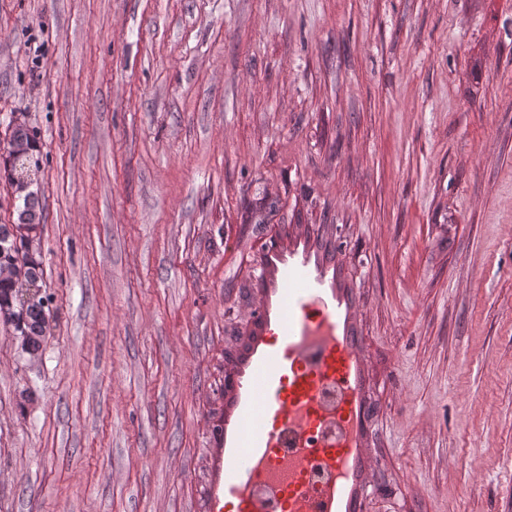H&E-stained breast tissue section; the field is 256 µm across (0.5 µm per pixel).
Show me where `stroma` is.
Wrapping results in <instances>:
<instances>
[{"instance_id": "stroma-1", "label": "stroma", "mask_w": 512, "mask_h": 512, "mask_svg": "<svg viewBox=\"0 0 512 512\" xmlns=\"http://www.w3.org/2000/svg\"><path fill=\"white\" fill-rule=\"evenodd\" d=\"M17 122L51 304L0 325V512H208L264 244L330 224L364 512H512V0H0Z\"/></svg>"}]
</instances>
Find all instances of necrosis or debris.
Masks as SVG:
<instances>
[{
	"label": "necrosis or debris",
	"mask_w": 512,
	"mask_h": 512,
	"mask_svg": "<svg viewBox=\"0 0 512 512\" xmlns=\"http://www.w3.org/2000/svg\"><path fill=\"white\" fill-rule=\"evenodd\" d=\"M344 397L345 390L335 378L322 377L314 398L317 420L284 436L269 470L250 488L260 512H278L275 490L282 476L294 478L300 486L298 512H326V490L336 479V464L327 451L341 444L346 433L341 416Z\"/></svg>",
	"instance_id": "4bbe7bcc"
}]
</instances>
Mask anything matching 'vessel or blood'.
I'll return each mask as SVG.
<instances>
[{
    "mask_svg": "<svg viewBox=\"0 0 512 512\" xmlns=\"http://www.w3.org/2000/svg\"><path fill=\"white\" fill-rule=\"evenodd\" d=\"M286 290L280 299L277 318L263 317L264 325H276L283 336L285 353L263 356L257 363L246 393L262 389L264 403L255 406L245 401L237 417V444L230 449L232 465L219 471L212 489L211 512H223L225 496L236 498L239 512H255L248 483L262 473L278 446L277 433L265 430L267 415L279 414L282 401L295 406H311L315 376L296 371L297 334L326 337V371L336 374L346 391L342 410L351 428V439L341 447L329 449V456L339 468H346L360 446L361 414L359 410V366L348 340L342 335V312L334 293L324 288L306 262H289L282 275Z\"/></svg>",
    "mask_w": 512,
    "mask_h": 512,
    "instance_id": "b4317fda",
    "label": "vessel or blood"
}]
</instances>
